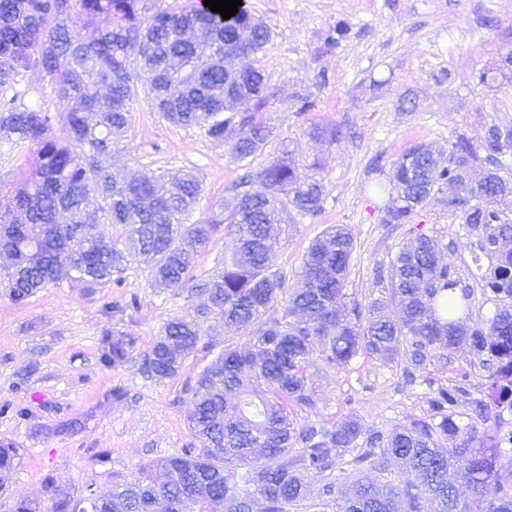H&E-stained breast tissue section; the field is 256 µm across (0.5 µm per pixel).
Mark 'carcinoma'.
Segmentation results:
<instances>
[{
    "label": "carcinoma",
    "instance_id": "cac0c4a2",
    "mask_svg": "<svg viewBox=\"0 0 512 512\" xmlns=\"http://www.w3.org/2000/svg\"><path fill=\"white\" fill-rule=\"evenodd\" d=\"M142 10V0H0V87L13 89L0 100V149L36 154L35 167L0 205V251L18 268L3 282L8 297L22 303L64 274L85 288L118 285L127 264H145L153 287L199 298L196 317L167 321L144 355V373L160 381L199 350L198 318L248 337L242 347L225 346L190 387L189 430L210 447L191 442L143 464L137 477L100 497L97 512H154L161 497L168 512H215L217 499L223 512H299L311 507L313 479L332 512H427L428 502L433 512H512V485L500 477L504 446H512V430L500 423L512 411V177L501 175L497 128L476 143L456 136L446 156L428 144L407 149L391 164L381 217L383 224H410L441 195L476 238L479 285L497 302L488 327L473 318L472 291L444 261L439 241L424 233L391 256V305H365L347 292L354 236L344 224L312 241L291 284L275 267L282 224L291 211L316 218L325 186L319 160L300 165L287 139L267 165L235 184L232 210L215 201L196 221L204 187L195 172L112 168L142 94L169 123L223 143L236 160L263 152L275 139L264 118L273 93L260 65L270 29L242 6L227 20L193 5L149 18ZM243 28L253 35L246 48L236 42ZM346 31L342 22L330 27L317 53L333 52ZM226 51L253 54L252 82L233 83L221 62ZM29 71L39 74L38 84H22ZM500 79L512 84V50L478 75L481 84ZM48 86L58 98L54 111L31 103ZM292 108L301 116L315 111L316 101L297 94ZM303 135L326 147L345 137L318 123ZM103 225L112 234L101 232ZM220 234L231 245L210 277L196 279L198 256ZM278 307L281 316L271 315ZM135 344L106 330L100 360L116 367ZM460 344L488 355L487 400L475 402L473 413L494 423L481 433L454 411L469 373L445 386L429 370ZM361 353L383 363L405 354L406 375L413 381L420 373L429 388L426 413L390 432L350 419L301 425L297 409L313 403L314 359L340 369ZM16 456L17 449L0 445L1 490ZM239 469L241 488L226 478ZM171 472L179 481L156 483L155 475ZM450 472L472 499L459 496ZM44 489L54 512H68L70 491L50 476Z\"/></svg>",
    "mask_w": 512,
    "mask_h": 512
}]
</instances>
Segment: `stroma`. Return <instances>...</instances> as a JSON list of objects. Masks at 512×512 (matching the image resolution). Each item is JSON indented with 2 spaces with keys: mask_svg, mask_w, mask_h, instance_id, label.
<instances>
[{
  "mask_svg": "<svg viewBox=\"0 0 512 512\" xmlns=\"http://www.w3.org/2000/svg\"><path fill=\"white\" fill-rule=\"evenodd\" d=\"M271 29L261 65L274 93L265 118L294 140L300 159H320L325 202L317 219L289 220L276 266L295 278L303 255L326 227L348 225L355 238L347 289L364 303L380 294L375 270L388 266L398 244L418 233L444 245V259L463 284L474 285L470 240L457 218L433 199L412 223L382 224V198L374 189L385 170L409 147L426 143L447 149L449 139H479L497 125L512 130V87L479 84V71L512 49V0H246ZM348 33L332 54H315L321 34L336 22ZM317 101L308 117L291 108L295 93ZM414 98L399 111L401 97ZM342 128L340 144L325 148L301 134L307 121ZM277 153L236 161L223 145L197 130L170 124L138 102L117 166L145 172L178 169L198 173L205 194L194 213L202 219L212 200H232L247 171ZM144 265L133 263L121 287L88 292L63 278L18 306L0 295V442L18 451L0 512L19 499L51 512L42 493L47 475L74 494H104L115 477L133 478L142 462L178 452L189 443L188 388L225 345L246 336L213 322L200 325L205 350L190 356L174 378L155 381L142 370L143 355L171 318L192 315L197 298L187 290L157 291ZM137 297L127 315L107 316L106 302ZM136 339L125 363L104 367L98 339L103 329ZM405 360L385 364L361 355L339 370L316 362L311 369L313 406L299 410L301 423L326 425L344 419L364 428L392 430L426 409V385L408 382ZM470 382L466 401L482 397L488 370L468 347L452 351L433 374L443 384L461 372ZM28 408L20 416L18 408Z\"/></svg>",
  "mask_w": 512,
  "mask_h": 512,
  "instance_id": "obj_1",
  "label": "stroma"
}]
</instances>
